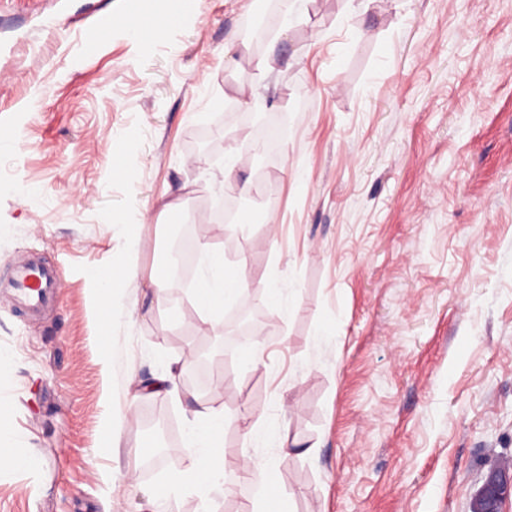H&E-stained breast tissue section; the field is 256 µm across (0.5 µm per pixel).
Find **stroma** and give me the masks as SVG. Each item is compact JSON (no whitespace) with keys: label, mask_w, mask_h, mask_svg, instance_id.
<instances>
[{"label":"stroma","mask_w":512,"mask_h":512,"mask_svg":"<svg viewBox=\"0 0 512 512\" xmlns=\"http://www.w3.org/2000/svg\"><path fill=\"white\" fill-rule=\"evenodd\" d=\"M130 7L0 0V279L39 257L62 283L34 312L0 290V512H252L271 482L290 512H471L512 455V0H195L172 21L155 0L146 44L112 22ZM233 141V179L263 187L246 225L217 216ZM182 228L252 278L216 318L189 283L162 305L145 286ZM127 264L122 310L97 312ZM243 311L255 366L252 333L224 335ZM173 364L176 395L141 390ZM196 403L269 431L225 429L227 493L171 505ZM136 275L133 268L127 265L116 266L107 276L96 279L93 288V300L102 311H109L112 316L113 302L116 291L121 284Z\"/></svg>","instance_id":"1"}]
</instances>
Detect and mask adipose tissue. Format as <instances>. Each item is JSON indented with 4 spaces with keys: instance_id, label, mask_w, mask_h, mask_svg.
I'll return each instance as SVG.
<instances>
[{
    "instance_id": "1",
    "label": "adipose tissue",
    "mask_w": 512,
    "mask_h": 512,
    "mask_svg": "<svg viewBox=\"0 0 512 512\" xmlns=\"http://www.w3.org/2000/svg\"><path fill=\"white\" fill-rule=\"evenodd\" d=\"M202 270L194 290V298L205 313H213L234 303L248 286L243 267L225 262L223 253L210 244L199 246ZM242 425L246 435H254L255 425L227 416L207 405L191 409L186 416L190 448L188 464L168 480L162 488L165 498L174 497L183 484H194L201 498L224 488V430L231 425Z\"/></svg>"
}]
</instances>
